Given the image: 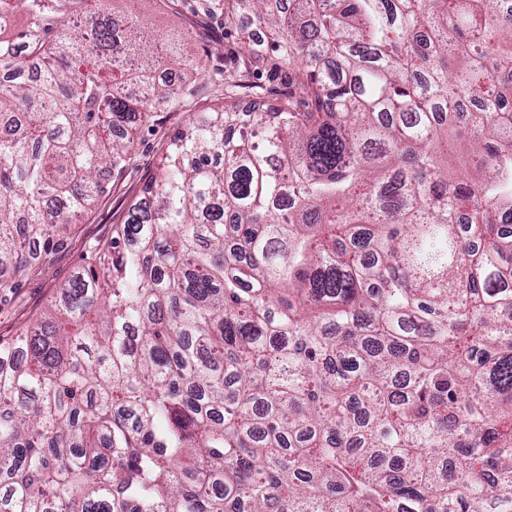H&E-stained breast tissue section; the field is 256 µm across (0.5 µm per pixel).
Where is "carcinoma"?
I'll list each match as a JSON object with an SVG mask.
<instances>
[{"label":"carcinoma","mask_w":512,"mask_h":512,"mask_svg":"<svg viewBox=\"0 0 512 512\" xmlns=\"http://www.w3.org/2000/svg\"><path fill=\"white\" fill-rule=\"evenodd\" d=\"M110 2L0 0V300L195 92ZM244 4L294 93L191 122L0 342V512H512V0Z\"/></svg>","instance_id":"carcinoma-1"}]
</instances>
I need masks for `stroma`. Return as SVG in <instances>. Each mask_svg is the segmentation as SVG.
<instances>
[{"label":"stroma","instance_id":"stroma-1","mask_svg":"<svg viewBox=\"0 0 512 512\" xmlns=\"http://www.w3.org/2000/svg\"><path fill=\"white\" fill-rule=\"evenodd\" d=\"M198 2L182 0L174 13L164 10L158 0H114L121 13L137 15L155 33L179 35L185 51L204 60L210 78L186 107L152 110L138 131L130 163L123 171L106 174L107 191L95 208L80 218L72 236L51 255H36L35 269L22 277L16 294L0 303V340L15 339L47 308L55 290L81 265L88 245L111 239L113 226L121 223L131 201L142 195L172 137L188 120L202 118L223 103L224 87L215 74L237 65L244 42L262 53L271 52L266 30L252 24L247 15L228 22L220 16L205 20L193 12Z\"/></svg>","mask_w":512,"mask_h":512}]
</instances>
